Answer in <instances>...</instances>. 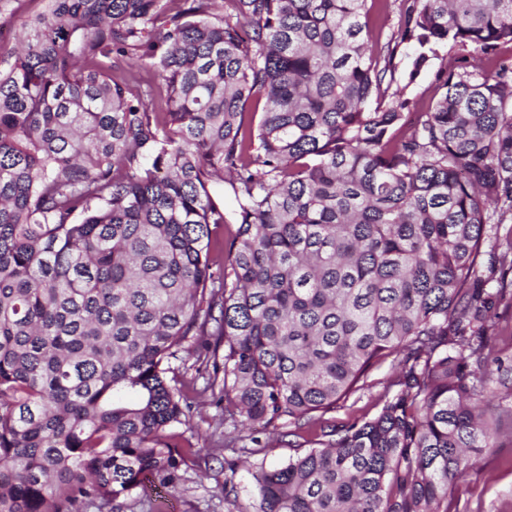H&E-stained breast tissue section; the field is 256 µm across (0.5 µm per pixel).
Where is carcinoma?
Here are the masks:
<instances>
[{
    "label": "carcinoma",
    "mask_w": 512,
    "mask_h": 512,
    "mask_svg": "<svg viewBox=\"0 0 512 512\" xmlns=\"http://www.w3.org/2000/svg\"><path fill=\"white\" fill-rule=\"evenodd\" d=\"M41 2L0 60V512H165L191 392L224 402L227 501L392 355L372 415L252 464L254 512H450L497 447L512 58L407 90L511 44L512 0H400L375 54L368 0ZM470 48L466 50L444 48L440 51V58L432 60V66L427 72H423L417 83L410 88L411 97L416 102V112H425L427 108L437 99L438 94L434 83L433 73L441 64H447L448 68L454 65L456 60L467 55ZM444 56V60H442Z\"/></svg>",
    "instance_id": "carcinoma-1"
}]
</instances>
